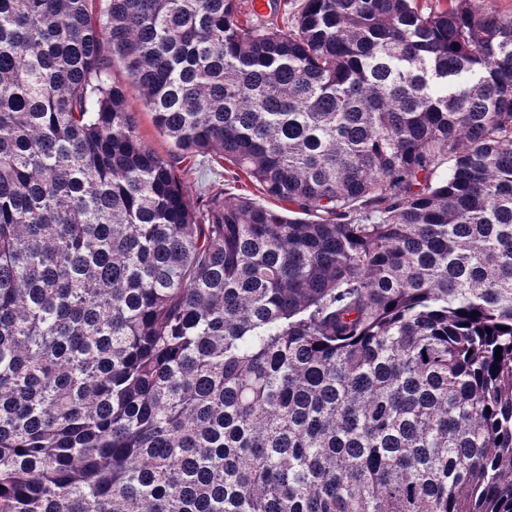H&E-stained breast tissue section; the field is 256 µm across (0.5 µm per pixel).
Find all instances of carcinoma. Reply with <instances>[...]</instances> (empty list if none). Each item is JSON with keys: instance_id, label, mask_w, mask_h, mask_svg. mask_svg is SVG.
I'll use <instances>...</instances> for the list:
<instances>
[{"instance_id": "1", "label": "carcinoma", "mask_w": 512, "mask_h": 512, "mask_svg": "<svg viewBox=\"0 0 512 512\" xmlns=\"http://www.w3.org/2000/svg\"><path fill=\"white\" fill-rule=\"evenodd\" d=\"M448 2L0 0V512H512V20ZM241 6L242 11L246 13L260 12L265 6V2L263 0H237ZM265 9L256 13L255 15H251L253 19V23L257 25L258 28H271V27H279L281 29H286L293 22L294 16L297 11L301 8L304 0H288V7L284 6V1L286 0H266ZM251 2V8H250ZM111 81L123 85L126 90L127 107L135 117L138 136L156 153L167 157L173 150L171 140L160 134L155 128L151 114L143 104L142 93L132 83L122 65L117 61L112 64ZM207 157L196 156L186 159L182 166L188 164L192 172L186 178L185 186L192 199L207 197L223 189L224 199L234 200L248 197L265 206L278 209L276 201L266 198L248 178L241 176V181L232 178V173L210 161Z\"/></svg>"}]
</instances>
